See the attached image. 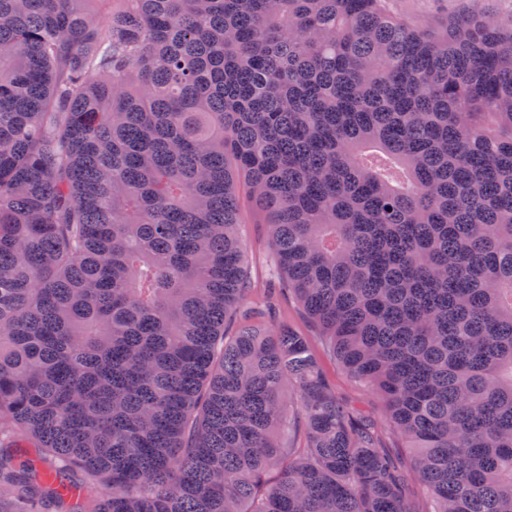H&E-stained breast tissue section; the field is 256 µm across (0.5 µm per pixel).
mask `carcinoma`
Here are the masks:
<instances>
[{
    "label": "carcinoma",
    "instance_id": "1",
    "mask_svg": "<svg viewBox=\"0 0 512 512\" xmlns=\"http://www.w3.org/2000/svg\"><path fill=\"white\" fill-rule=\"evenodd\" d=\"M104 2L0 0V497L424 512L415 480L432 512H512V28L384 0H112L103 23ZM241 180L273 277L411 470L249 300Z\"/></svg>",
    "mask_w": 512,
    "mask_h": 512
}]
</instances>
